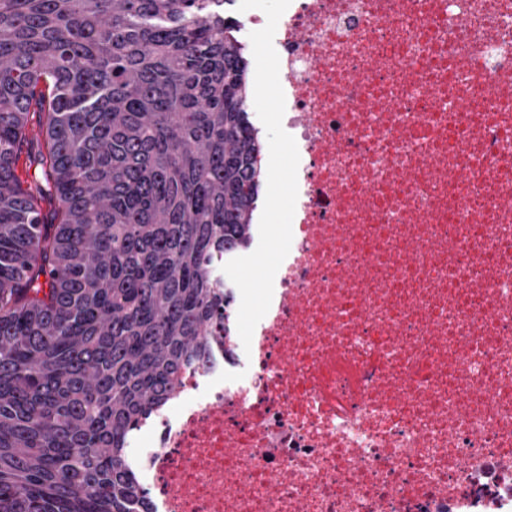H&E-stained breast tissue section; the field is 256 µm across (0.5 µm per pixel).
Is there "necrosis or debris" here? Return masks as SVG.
Segmentation results:
<instances>
[{"label":"necrosis or debris","mask_w":512,"mask_h":512,"mask_svg":"<svg viewBox=\"0 0 512 512\" xmlns=\"http://www.w3.org/2000/svg\"><path fill=\"white\" fill-rule=\"evenodd\" d=\"M273 43L291 247L139 483L154 512H512V0H291Z\"/></svg>","instance_id":"obj_1"}]
</instances>
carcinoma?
I'll return each instance as SVG.
<instances>
[{
  "instance_id": "cac0c4a2",
  "label": "carcinoma",
  "mask_w": 512,
  "mask_h": 512,
  "mask_svg": "<svg viewBox=\"0 0 512 512\" xmlns=\"http://www.w3.org/2000/svg\"><path fill=\"white\" fill-rule=\"evenodd\" d=\"M232 2L0 0V512H152L129 438L232 339L263 177Z\"/></svg>"
}]
</instances>
